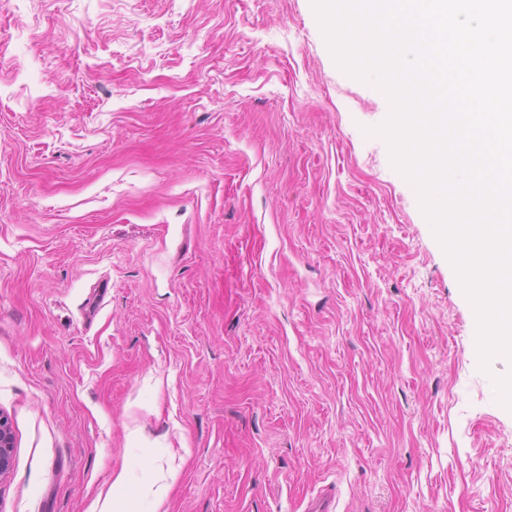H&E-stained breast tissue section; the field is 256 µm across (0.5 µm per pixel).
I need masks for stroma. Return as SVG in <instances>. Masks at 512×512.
I'll return each instance as SVG.
<instances>
[{
  "label": "stroma",
  "mask_w": 512,
  "mask_h": 512,
  "mask_svg": "<svg viewBox=\"0 0 512 512\" xmlns=\"http://www.w3.org/2000/svg\"><path fill=\"white\" fill-rule=\"evenodd\" d=\"M312 0H0V512H512V361ZM13 448V435L9 420L3 413H0V481L11 471ZM128 483V473L121 472L115 475L112 479L111 487L101 508H98V506H96L90 509L89 512H110L109 505L111 503V500L113 512H131L130 510H125V502L127 498L126 489Z\"/></svg>",
  "instance_id": "obj_1"
}]
</instances>
